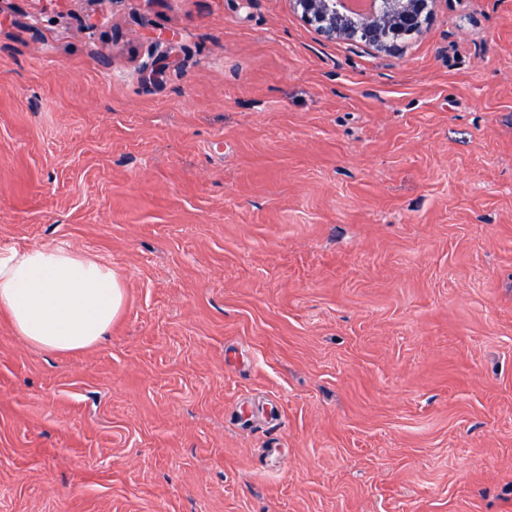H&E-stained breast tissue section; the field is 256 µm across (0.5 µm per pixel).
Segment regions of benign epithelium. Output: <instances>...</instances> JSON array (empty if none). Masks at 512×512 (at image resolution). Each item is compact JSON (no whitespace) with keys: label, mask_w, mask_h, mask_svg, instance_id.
Here are the masks:
<instances>
[{"label":"benign epithelium","mask_w":512,"mask_h":512,"mask_svg":"<svg viewBox=\"0 0 512 512\" xmlns=\"http://www.w3.org/2000/svg\"><path fill=\"white\" fill-rule=\"evenodd\" d=\"M302 18L327 39H347L380 51H395L406 33L422 29L437 0H371L366 12L350 11L347 0H291Z\"/></svg>","instance_id":"1"}]
</instances>
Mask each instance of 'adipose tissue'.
Listing matches in <instances>:
<instances>
[{
	"label": "adipose tissue",
	"instance_id": "1",
	"mask_svg": "<svg viewBox=\"0 0 512 512\" xmlns=\"http://www.w3.org/2000/svg\"><path fill=\"white\" fill-rule=\"evenodd\" d=\"M124 303L120 274L96 257L64 246L0 248V312L40 349L94 345Z\"/></svg>",
	"mask_w": 512,
	"mask_h": 512
}]
</instances>
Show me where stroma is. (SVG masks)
I'll return each mask as SVG.
<instances>
[{
	"instance_id": "stroma-1",
	"label": "stroma",
	"mask_w": 512,
	"mask_h": 512,
	"mask_svg": "<svg viewBox=\"0 0 512 512\" xmlns=\"http://www.w3.org/2000/svg\"><path fill=\"white\" fill-rule=\"evenodd\" d=\"M58 245L125 305L64 352L0 315V512H512V0L396 52L0 0V247Z\"/></svg>"
}]
</instances>
